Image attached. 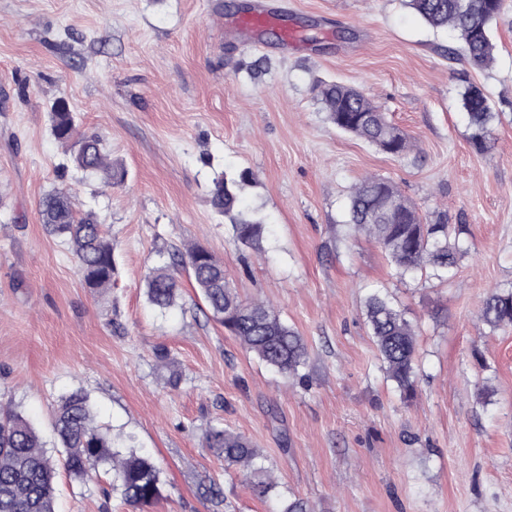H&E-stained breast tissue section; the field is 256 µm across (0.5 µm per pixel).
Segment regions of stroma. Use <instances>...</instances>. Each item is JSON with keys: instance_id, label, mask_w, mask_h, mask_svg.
Segmentation results:
<instances>
[{"instance_id": "obj_1", "label": "stroma", "mask_w": 512, "mask_h": 512, "mask_svg": "<svg viewBox=\"0 0 512 512\" xmlns=\"http://www.w3.org/2000/svg\"><path fill=\"white\" fill-rule=\"evenodd\" d=\"M230 0H0V403L52 437L54 407L80 388L98 424L135 435L161 469L163 497L104 498L111 476L56 478V512H271L202 448L215 423L262 448L279 489L317 512H512V330L490 331L483 298L512 285V0L493 25L491 67H471L445 30L405 0H268L305 51L224 30ZM371 98L413 147L385 155L329 122L319 82ZM482 87L496 114L490 148H470L460 93ZM66 102L80 132L126 170L107 189L82 176L51 134ZM246 171L244 212L261 251L212 211L221 174ZM395 182L421 215L467 225L455 276L399 277L378 244L345 223L365 176ZM72 190L112 239L111 288H83L42 226L39 201ZM223 260L245 300L304 337L306 383L246 353L180 271L182 295L152 309L144 277L174 248ZM380 288L417 328L418 394L400 399L363 321ZM166 348L177 390L155 358ZM217 484L224 500L202 495Z\"/></svg>"}]
</instances>
